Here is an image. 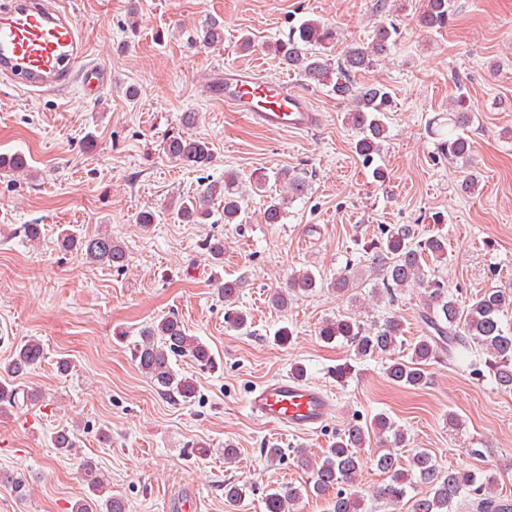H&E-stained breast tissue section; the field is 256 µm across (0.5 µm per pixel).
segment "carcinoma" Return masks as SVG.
Segmentation results:
<instances>
[{
  "mask_svg": "<svg viewBox=\"0 0 512 512\" xmlns=\"http://www.w3.org/2000/svg\"><path fill=\"white\" fill-rule=\"evenodd\" d=\"M455 8V0H425L416 16L417 25L428 31H439L448 26ZM399 30L389 17L375 26L371 42L351 43L336 65L322 58L320 49L336 43V26L317 19L302 22L284 39L266 44L282 67L298 74L308 84L326 86L341 100L350 104L345 122L356 132L354 149L367 164L380 155L387 138L386 113L392 110L394 100L379 82H359L356 76L373 67L378 59L391 50ZM195 39L206 46L224 43V25L212 20L195 31ZM472 123V108L467 95L461 93L448 106V118L432 129L437 138V152L451 160L469 159L473 142L468 135ZM167 157L200 171L206 169L213 158L210 143L203 138L172 135L163 146ZM30 166L21 153L0 154V171L16 176L28 173ZM284 194L269 195L263 211L266 224H280L285 216V200L301 199L308 194L307 178L294 170H284L278 176ZM222 202L224 223H243L244 193L234 172L224 174V180L206 185L199 199L170 201L178 219L186 224H202L211 217L209 203ZM57 244L65 249L84 252L91 262L124 269L128 255L124 246L110 234L80 238L70 230L62 231ZM364 254V270L345 267L330 282L338 296H346L357 287L359 280L373 282L375 293L395 302L399 292L415 285L422 290L423 306L420 316L425 324L424 335L409 346V356L396 355L402 347L404 324L393 315L381 322L367 323L347 313L322 321L318 328L320 339L326 343L342 340L348 343L354 359L366 360L382 356L388 360L386 377L393 383L419 388L429 381L427 367L444 356H453L455 348L471 342L486 354L485 366L493 374L496 385L512 392V331L504 328L502 320L512 311V288H490L476 297L468 307L460 305L448 292L444 281L433 278L425 267L448 257V239L443 236L419 238L417 225L396 224L384 229L381 235L360 243ZM318 286L317 277L309 269L294 272L288 277L287 288L272 296L273 306L286 309L291 300L306 295ZM224 297L225 322L236 330L248 329V317L236 308L239 295L238 282L226 281L221 286ZM140 340L131 350L137 369L150 379L161 394L183 402L196 397L192 378L179 374L173 360L189 357L201 367L214 369L216 361L201 339L189 334L184 322L174 314L164 315L144 326ZM40 341L30 339L15 349L6 374L21 376L44 358ZM29 401L32 394L19 387H8L0 381V402ZM383 438L392 436V445L406 442L405 433L385 414L377 415L364 427L350 423L336 436L325 455L316 460L299 454L300 462L311 473L312 491L321 495L335 491L328 503V512H362L363 495L357 489V474L367 461L366 446L370 435ZM372 462L388 475L389 481L379 489L378 497L390 505H398L407 496V488L418 492L412 497L411 512H454L461 504L473 512H507L504 501L496 497L491 479L474 472L443 467L432 455L421 450L410 457V469H400L397 453L391 449L378 451ZM83 480L89 496L72 505V512H126V502L112 493L107 479L97 466L87 460L83 463ZM302 498L298 488L273 489L265 494L264 512H296Z\"/></svg>",
  "mask_w": 512,
  "mask_h": 512,
  "instance_id": "1",
  "label": "carcinoma"
}]
</instances>
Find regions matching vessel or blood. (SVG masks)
<instances>
[{"mask_svg": "<svg viewBox=\"0 0 512 512\" xmlns=\"http://www.w3.org/2000/svg\"><path fill=\"white\" fill-rule=\"evenodd\" d=\"M0 75L31 93L76 82L94 94L104 71L87 62L78 20L60 0H0ZM210 90L225 106L266 128L304 130L316 122L303 90L249 70L225 74ZM247 405L270 426L311 433L323 428L329 401L321 388L287 375L255 387Z\"/></svg>", "mask_w": 512, "mask_h": 512, "instance_id": "b4317fda", "label": "vessel or blood"}]
</instances>
